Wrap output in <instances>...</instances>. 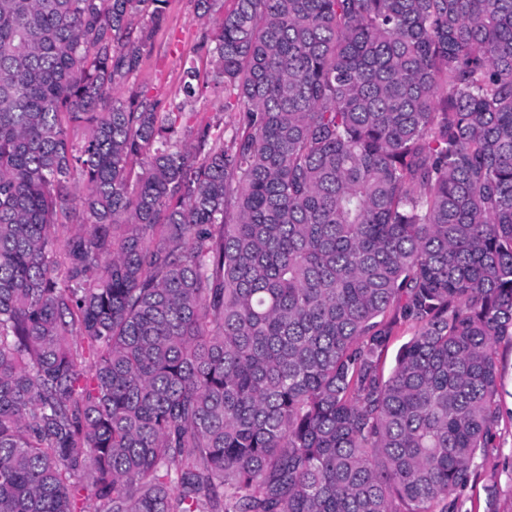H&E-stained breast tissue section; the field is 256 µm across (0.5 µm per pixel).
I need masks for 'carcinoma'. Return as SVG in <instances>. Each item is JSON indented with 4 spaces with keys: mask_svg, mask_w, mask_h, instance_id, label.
Wrapping results in <instances>:
<instances>
[{
    "mask_svg": "<svg viewBox=\"0 0 512 512\" xmlns=\"http://www.w3.org/2000/svg\"><path fill=\"white\" fill-rule=\"evenodd\" d=\"M0 0V512H454L512 345V0ZM415 333L380 368L396 315ZM163 23L153 32L138 74L114 92L128 99L132 94L156 97L162 101L161 112H178L184 97L180 91L184 70L197 60L196 44L203 29L195 0H168ZM183 112L182 119L176 125L180 131L199 123H211L220 130L224 129L227 136L241 123L240 112L224 111V96L220 89L213 86H209L203 95L185 104Z\"/></svg>",
    "mask_w": 512,
    "mask_h": 512,
    "instance_id": "1",
    "label": "carcinoma"
}]
</instances>
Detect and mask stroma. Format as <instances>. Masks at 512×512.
<instances>
[{
  "label": "stroma",
  "mask_w": 512,
  "mask_h": 512,
  "mask_svg": "<svg viewBox=\"0 0 512 512\" xmlns=\"http://www.w3.org/2000/svg\"><path fill=\"white\" fill-rule=\"evenodd\" d=\"M203 29L195 0H168L163 23L156 27L138 74L117 91L118 97L134 94L161 100L166 112L182 111L178 129L200 123L232 132L240 124L237 112L224 109L220 90L207 88L203 95L185 101L180 90L185 69L197 57L196 44ZM501 373L502 426L496 445L477 461L468 485L458 493L454 512H512V346L498 348Z\"/></svg>",
  "instance_id": "1"
}]
</instances>
